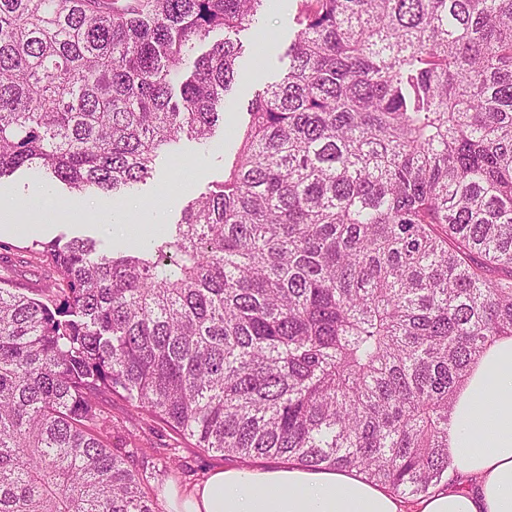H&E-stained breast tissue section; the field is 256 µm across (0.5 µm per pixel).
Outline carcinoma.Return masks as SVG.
Here are the masks:
<instances>
[{
	"instance_id": "1",
	"label": "carcinoma",
	"mask_w": 512,
	"mask_h": 512,
	"mask_svg": "<svg viewBox=\"0 0 512 512\" xmlns=\"http://www.w3.org/2000/svg\"><path fill=\"white\" fill-rule=\"evenodd\" d=\"M228 176L161 242L39 243L0 286V512H162L112 394L244 462L448 486V414L512 336V0H298ZM263 0H0V179L118 195L207 145ZM206 52L193 55L196 46Z\"/></svg>"
}]
</instances>
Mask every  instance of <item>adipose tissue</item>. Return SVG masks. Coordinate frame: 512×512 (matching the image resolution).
Returning a JSON list of instances; mask_svg holds the SVG:
<instances>
[{
    "label": "adipose tissue",
    "mask_w": 512,
    "mask_h": 512,
    "mask_svg": "<svg viewBox=\"0 0 512 512\" xmlns=\"http://www.w3.org/2000/svg\"><path fill=\"white\" fill-rule=\"evenodd\" d=\"M448 486L416 512H512V336L490 342L462 381L448 419ZM171 512H406L401 498L356 472L295 464L220 468Z\"/></svg>",
    "instance_id": "obj_1"
}]
</instances>
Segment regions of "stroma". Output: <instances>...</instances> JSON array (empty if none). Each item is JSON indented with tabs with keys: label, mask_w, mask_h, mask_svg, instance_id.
Listing matches in <instances>:
<instances>
[{
	"label": "stroma",
	"mask_w": 512,
	"mask_h": 512,
	"mask_svg": "<svg viewBox=\"0 0 512 512\" xmlns=\"http://www.w3.org/2000/svg\"><path fill=\"white\" fill-rule=\"evenodd\" d=\"M297 0H286L283 8H275L273 0H265L252 29L238 34L242 54L238 60L244 75L224 107L227 118L217 126L210 145L181 139L176 157L159 156L154 171L146 181L138 183L126 194L112 198V205L122 206L128 199L151 201L163 198L160 234H167L187 202L215 189L227 177L236 157L237 134L248 123L247 104L265 86L277 80L288 61L284 52L295 36L294 17ZM42 178L18 173L0 179V199L15 211L13 225L0 223V280L23 284L31 289L46 285V271L38 263H21L20 258L33 241L91 236L102 248L122 247V237L107 233L104 221L93 213L104 200L100 195L72 198L54 188L41 195ZM112 417V444L130 456L135 468L147 478L146 491L159 505H166V485L183 490L203 482L215 469L239 466V459L196 448L193 439L179 434L165 421L138 413L121 396L104 403Z\"/></svg>",
	"instance_id": "obj_1"
}]
</instances>
